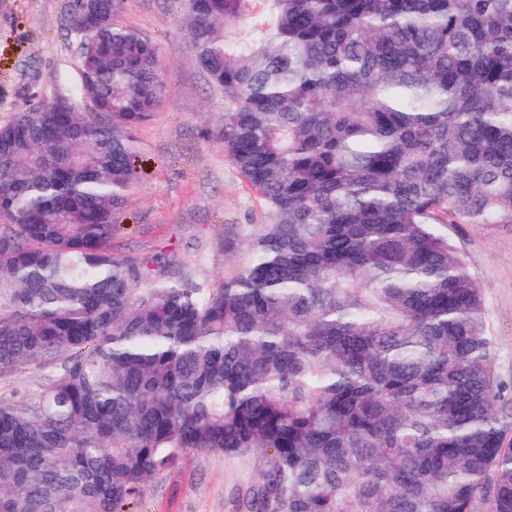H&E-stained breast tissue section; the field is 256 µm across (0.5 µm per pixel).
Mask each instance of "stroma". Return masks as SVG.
<instances>
[{
    "label": "stroma",
    "mask_w": 512,
    "mask_h": 512,
    "mask_svg": "<svg viewBox=\"0 0 512 512\" xmlns=\"http://www.w3.org/2000/svg\"><path fill=\"white\" fill-rule=\"evenodd\" d=\"M63 0H0V123L31 96L74 95L80 82L76 40L62 19ZM185 0H126L115 21L160 48L167 93L152 121L137 132L139 179L114 244L122 252L174 256L176 276L213 285L230 268L224 240L266 220L219 138L224 93L213 88L189 47ZM444 233L474 273L492 339L498 415L512 446V224H449ZM57 366L0 377V401L27 402ZM257 455L227 458L195 452L155 475L135 512H240L238 494L259 478Z\"/></svg>",
    "instance_id": "1"
}]
</instances>
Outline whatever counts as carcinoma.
I'll return each instance as SVG.
<instances>
[{
	"mask_svg": "<svg viewBox=\"0 0 512 512\" xmlns=\"http://www.w3.org/2000/svg\"><path fill=\"white\" fill-rule=\"evenodd\" d=\"M77 98L0 124V512H131L195 451L248 512H512L479 284L441 224L512 223V0H198L226 154L267 210L218 288L114 249L158 45L110 15ZM58 372L57 365L40 369L26 368L0 377V401L28 402L46 387Z\"/></svg>",
	"mask_w": 512,
	"mask_h": 512,
	"instance_id": "carcinoma-1",
	"label": "carcinoma"
}]
</instances>
